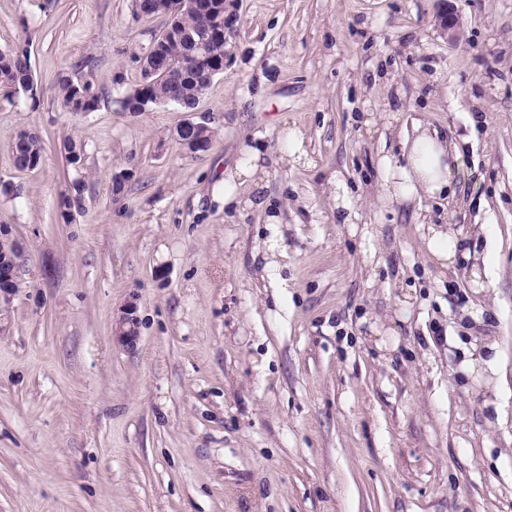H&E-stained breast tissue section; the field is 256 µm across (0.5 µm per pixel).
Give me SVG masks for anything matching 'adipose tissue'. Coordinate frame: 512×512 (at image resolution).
<instances>
[{"label": "adipose tissue", "instance_id": "obj_1", "mask_svg": "<svg viewBox=\"0 0 512 512\" xmlns=\"http://www.w3.org/2000/svg\"><path fill=\"white\" fill-rule=\"evenodd\" d=\"M403 164L385 165L384 185L395 198L415 200L451 191L458 180L461 155L437 131L418 122L402 143Z\"/></svg>", "mask_w": 512, "mask_h": 512}]
</instances>
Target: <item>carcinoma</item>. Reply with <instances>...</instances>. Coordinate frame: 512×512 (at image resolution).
<instances>
[{
    "instance_id": "carcinoma-1",
    "label": "carcinoma",
    "mask_w": 512,
    "mask_h": 512,
    "mask_svg": "<svg viewBox=\"0 0 512 512\" xmlns=\"http://www.w3.org/2000/svg\"><path fill=\"white\" fill-rule=\"evenodd\" d=\"M166 9L164 30L139 57L140 80L121 100L127 112L140 114L169 104L193 112L199 104L197 89H207L222 73L229 45L213 32L210 11L186 12L180 9L179 0H167ZM0 87L9 89L13 96L34 90L28 47L0 50ZM58 100L67 112H92L99 95L91 81L64 76ZM14 154L18 168L38 167L43 157L40 138L29 131L20 132Z\"/></svg>"
}]
</instances>
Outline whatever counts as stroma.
I'll return each instance as SVG.
<instances>
[{
    "instance_id": "stroma-1",
    "label": "stroma",
    "mask_w": 512,
    "mask_h": 512,
    "mask_svg": "<svg viewBox=\"0 0 512 512\" xmlns=\"http://www.w3.org/2000/svg\"><path fill=\"white\" fill-rule=\"evenodd\" d=\"M236 14L196 111L134 115L119 99L163 18L0 0V49L27 43L34 78L11 102L0 87V181L20 192L0 224L23 246L0 308V512H512V0ZM64 74L92 79L95 111H64ZM415 118L463 151L454 198L423 211L378 172ZM201 120L214 136L193 154L176 129ZM23 127L43 141L33 170ZM254 148V185L225 204ZM431 224L463 240L454 264ZM486 339L494 373L472 361ZM15 162L20 169H35L41 163L43 147L40 138L29 131L17 135L14 144Z\"/></svg>"
}]
</instances>
